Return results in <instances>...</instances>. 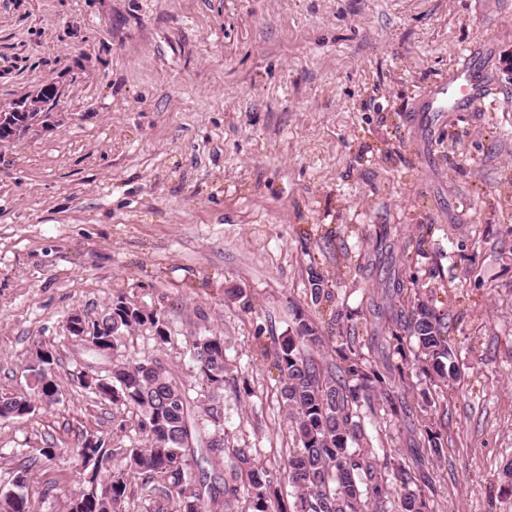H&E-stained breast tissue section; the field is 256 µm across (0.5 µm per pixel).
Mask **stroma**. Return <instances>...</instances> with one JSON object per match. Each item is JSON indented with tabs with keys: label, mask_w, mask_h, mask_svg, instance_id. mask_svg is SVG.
<instances>
[{
	"label": "stroma",
	"mask_w": 512,
	"mask_h": 512,
	"mask_svg": "<svg viewBox=\"0 0 512 512\" xmlns=\"http://www.w3.org/2000/svg\"><path fill=\"white\" fill-rule=\"evenodd\" d=\"M512 0H0V103L48 83L52 124L0 145V396L52 346L60 403L0 419V484L34 448L26 492L66 512L84 434L144 447L134 413L80 383L94 366L158 359L202 381L195 336L223 337L230 447L271 473L294 447L277 371L293 309L322 274L333 303L373 305L409 265L447 316L461 371L433 512H512ZM473 80L472 112H429L432 89ZM386 234L381 249L372 240ZM122 294L169 341L127 336L92 354L65 324ZM428 419L366 413L373 447L413 456Z\"/></svg>",
	"instance_id": "obj_1"
}]
</instances>
